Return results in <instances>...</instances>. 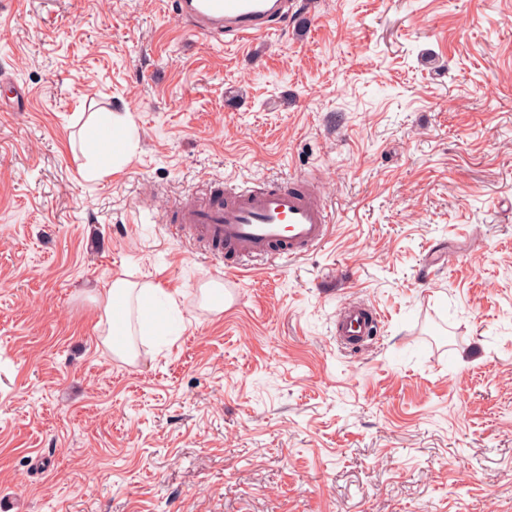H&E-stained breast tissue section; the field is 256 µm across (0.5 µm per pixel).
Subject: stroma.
Returning <instances> with one entry per match:
<instances>
[{"label": "stroma", "instance_id": "1", "mask_svg": "<svg viewBox=\"0 0 512 512\" xmlns=\"http://www.w3.org/2000/svg\"><path fill=\"white\" fill-rule=\"evenodd\" d=\"M224 46L168 0H0V498L18 512H512V0H296ZM126 112L138 147L88 172ZM307 176L310 255L237 276L166 218ZM159 286L127 362L97 297ZM380 315L365 349L338 310ZM109 123L102 126L91 125L85 128L83 134V145L85 151L98 157L107 148L112 146V167L102 165L92 168V174L103 177L117 171V161L122 157L119 154L135 146L136 129L128 118V113L120 115L117 112H110Z\"/></svg>", "mask_w": 512, "mask_h": 512}]
</instances>
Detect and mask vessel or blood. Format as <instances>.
Segmentation results:
<instances>
[{"label":"vessel or blood","mask_w":512,"mask_h":512,"mask_svg":"<svg viewBox=\"0 0 512 512\" xmlns=\"http://www.w3.org/2000/svg\"><path fill=\"white\" fill-rule=\"evenodd\" d=\"M173 13L196 33L216 41H257L291 18L290 0H171ZM334 215L315 182L282 188L235 187L217 191L204 204L180 205L174 229L217 248L224 276L234 280L242 261L295 259L330 235ZM364 308H345L336 321L344 341L367 335Z\"/></svg>","instance_id":"vessel-or-blood-1"}]
</instances>
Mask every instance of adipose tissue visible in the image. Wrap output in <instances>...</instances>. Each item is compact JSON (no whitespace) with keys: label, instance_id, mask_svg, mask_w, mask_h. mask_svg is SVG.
I'll use <instances>...</instances> for the list:
<instances>
[{"label":"adipose tissue","instance_id":"adipose-tissue-1","mask_svg":"<svg viewBox=\"0 0 512 512\" xmlns=\"http://www.w3.org/2000/svg\"><path fill=\"white\" fill-rule=\"evenodd\" d=\"M136 144V129L128 116L111 113L108 124L91 125L85 128L83 145L86 152L99 156L105 150L113 154L131 149ZM154 285H142L116 279L102 298L103 314L98 322L102 344L114 355L123 359H134L136 353L131 338L141 324L145 306L155 293Z\"/></svg>","mask_w":512,"mask_h":512}]
</instances>
